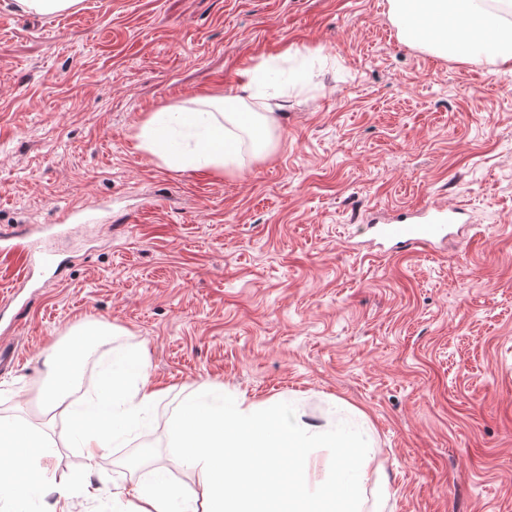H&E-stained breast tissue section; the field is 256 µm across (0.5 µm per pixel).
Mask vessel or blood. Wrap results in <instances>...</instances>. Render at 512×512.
Returning a JSON list of instances; mask_svg holds the SVG:
<instances>
[{"label": "vessel or blood", "mask_w": 512, "mask_h": 512, "mask_svg": "<svg viewBox=\"0 0 512 512\" xmlns=\"http://www.w3.org/2000/svg\"><path fill=\"white\" fill-rule=\"evenodd\" d=\"M464 216V208L434 206L412 216L400 215L372 225L371 231L394 253L421 252L446 240L454 226L463 223Z\"/></svg>", "instance_id": "vessel-or-blood-1"}]
</instances>
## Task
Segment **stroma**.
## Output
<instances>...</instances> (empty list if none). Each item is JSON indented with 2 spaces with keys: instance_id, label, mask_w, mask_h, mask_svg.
I'll list each match as a JSON object with an SVG mask.
<instances>
[{
  "instance_id": "1",
  "label": "stroma",
  "mask_w": 512,
  "mask_h": 512,
  "mask_svg": "<svg viewBox=\"0 0 512 512\" xmlns=\"http://www.w3.org/2000/svg\"><path fill=\"white\" fill-rule=\"evenodd\" d=\"M279 140L243 172L172 171L137 147L145 117L236 93L259 63ZM467 209L437 248L352 247L358 225ZM106 208L63 236L71 208ZM56 236L22 279L0 258V422L50 445L30 512H122L112 487L178 463L172 425L200 385L370 442L360 512H512V70L400 40L388 0H82L40 16L0 0V229ZM33 295L17 313L13 295ZM94 391L145 349L163 391L88 468L79 419L45 408L42 354L77 322Z\"/></svg>"
}]
</instances>
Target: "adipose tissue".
Instances as JSON below:
<instances>
[{
  "label": "adipose tissue",
  "instance_id": "ef3b65f1",
  "mask_svg": "<svg viewBox=\"0 0 512 512\" xmlns=\"http://www.w3.org/2000/svg\"><path fill=\"white\" fill-rule=\"evenodd\" d=\"M390 13L403 40L438 56L512 65V0H390ZM487 28L493 30L492 38L484 37ZM276 130L271 104L248 83L239 94L205 98L195 108L149 113L137 137L141 148L170 170L208 167L220 172L243 167L244 147L257 156L272 149ZM113 333L111 325L84 321L72 329L67 343L45 350V404L56 407L68 400L77 389L85 354ZM146 369L145 352L124 357L112 372L111 397L82 409L76 443L88 464H95L109 447L116 423L140 426L143 412L160 400L161 391L148 386ZM175 431L210 512H268L256 491L263 478L287 503L288 512H324L327 502L338 504V512H357L348 486L351 472L362 471V464L326 458L328 478L315 488L308 481L309 457L297 458L289 469L280 467L284 452L336 445L335 432L311 426L299 415L272 404L258 409L238 399L214 397L205 387L182 407ZM43 445V436L25 422L0 424V460L13 475L1 494L13 499L28 494L26 474L49 456ZM112 497L126 501L125 512H170L168 505L175 500L181 501V512H196L192 494L162 479L115 486Z\"/></svg>",
  "mask_w": 512,
  "mask_h": 512
}]
</instances>
